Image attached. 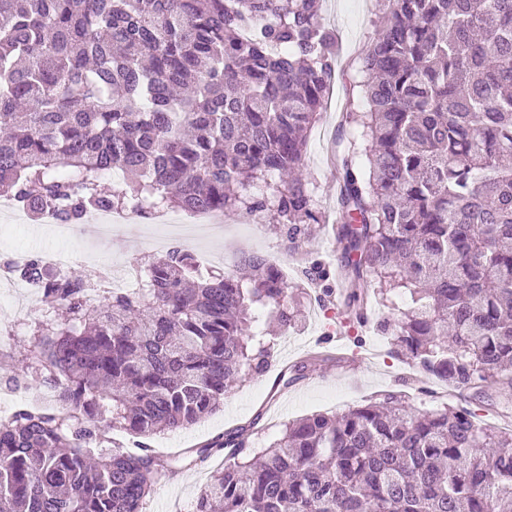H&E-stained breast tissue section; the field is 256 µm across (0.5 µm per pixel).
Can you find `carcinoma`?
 Wrapping results in <instances>:
<instances>
[{"label":"carcinoma","mask_w":512,"mask_h":512,"mask_svg":"<svg viewBox=\"0 0 512 512\" xmlns=\"http://www.w3.org/2000/svg\"><path fill=\"white\" fill-rule=\"evenodd\" d=\"M336 38L317 0H0V196L34 220L92 210L273 212L291 251L321 223L304 165ZM367 110L336 169L346 318L407 293L392 354L448 386L512 404V0H393L356 81ZM126 180L109 190L102 176ZM259 182L269 193H251ZM12 273L46 314L14 353L63 412L0 422V512H141L171 460L148 439L214 413L299 308L253 256L197 274L174 248L141 285L106 287L31 257ZM99 292L95 304L87 302ZM250 428L193 448L224 470L194 512H512V429L398 394L311 414L255 448Z\"/></svg>","instance_id":"cac0c4a2"}]
</instances>
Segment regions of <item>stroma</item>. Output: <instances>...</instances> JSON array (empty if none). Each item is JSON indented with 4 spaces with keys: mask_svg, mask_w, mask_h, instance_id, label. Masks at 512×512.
<instances>
[{
    "mask_svg": "<svg viewBox=\"0 0 512 512\" xmlns=\"http://www.w3.org/2000/svg\"><path fill=\"white\" fill-rule=\"evenodd\" d=\"M320 5L322 17L336 35V77L322 118L309 135L304 163L316 200L332 210L338 193L335 151L339 140L350 132L349 126L343 125L342 116L349 107L366 106L354 82L359 78L362 58L389 10V0H320ZM162 232V223L137 222L122 225L112 240L102 243L89 232L65 242L47 224L33 222L26 227L0 228V259L15 252L33 255L65 246L75 252L92 249L100 262L129 267L147 260ZM332 242L331 226L326 223L317 236L291 253L271 222L253 224L248 216L239 213L224 214L221 229L201 231L192 242V249L226 255L231 271L245 257L264 254L273 247L284 250L289 284L310 291L322 314L316 317L311 308H303L286 338L277 339L267 372L246 378L216 413L183 431L152 437L151 446L161 447L165 456L182 457L189 449L209 444L224 432L251 422L255 425L253 442L264 447L280 435L289 421L313 413L339 414L391 392L402 393L416 407L431 403L469 408L485 427L512 424V408H503L497 390L482 395L471 390L441 395L439 380L412 369L409 360L391 354L390 339L379 326L391 320L394 310L407 307L406 297L396 298L392 310L373 306L370 331L359 337L346 336L343 347L324 342L331 317L344 310L336 293L337 283L310 282L302 272L317 262H335ZM296 364L304 365L303 378L282 386L281 373ZM223 464L224 455L218 452L206 462L182 466L145 499L143 512H176L180 506L192 512L199 490Z\"/></svg>",
    "mask_w": 512,
    "mask_h": 512,
    "instance_id": "1",
    "label": "stroma"
}]
</instances>
